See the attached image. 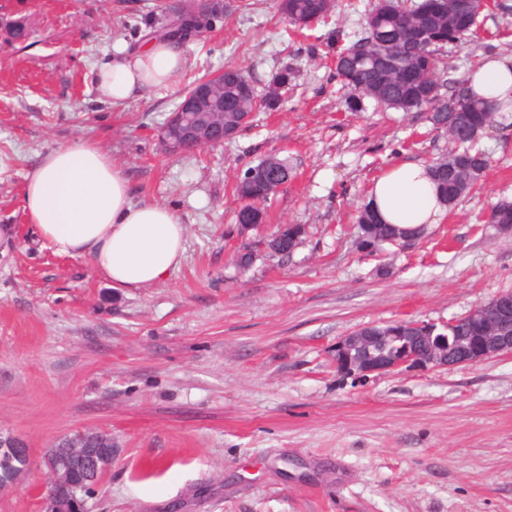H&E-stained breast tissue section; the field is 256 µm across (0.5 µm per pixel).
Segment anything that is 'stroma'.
<instances>
[{"label":"stroma","instance_id":"35a3bbf8","mask_svg":"<svg viewBox=\"0 0 512 512\" xmlns=\"http://www.w3.org/2000/svg\"><path fill=\"white\" fill-rule=\"evenodd\" d=\"M177 0H0L29 38H0V433L31 466L0 512H40L49 448L112 432V465L89 512H512V354L476 366L403 368L361 380L336 371L337 340L371 323H443L512 290V234L487 226L512 203V126L477 143L481 177L423 242L381 256L355 245L357 209L401 161L448 148L420 112L365 100L358 112L329 58L332 29L358 31L369 0H338L329 23L294 35L277 0H229L183 45L176 86L101 103L97 64L138 50ZM440 65L464 79L512 53V0H494ZM238 64L258 96L296 79L223 145L168 153L159 128L179 91ZM89 140L122 166L140 202L174 208L186 252L167 279L116 290L87 259L56 254L27 224L26 177L48 151ZM269 155L295 178L265 205L261 231L235 222V185ZM304 233L286 257L260 241ZM253 243L239 270L234 256Z\"/></svg>","mask_w":512,"mask_h":512}]
</instances>
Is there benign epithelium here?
Listing matches in <instances>:
<instances>
[{
    "mask_svg": "<svg viewBox=\"0 0 512 512\" xmlns=\"http://www.w3.org/2000/svg\"><path fill=\"white\" fill-rule=\"evenodd\" d=\"M227 8V0H202L201 8L177 20L176 26L191 39L208 28L212 17L223 14ZM470 25L471 16L458 17L456 23L448 27L443 44H457L461 30ZM209 80L207 87L186 96L167 119L166 128L161 133L166 150L179 152L184 141L197 147L210 141V128L197 122L198 112L209 113L211 121L224 126V93L220 92L224 87V72L211 75ZM487 308L497 315L499 323L486 320L482 306L471 310L466 314L471 336L460 352L448 343V337L438 335L440 329L448 328L444 323L416 321L389 325L383 336L377 335L371 326L364 325L336 341L332 362L338 372L366 377L402 367L474 366L499 354H511L512 333L507 328L512 326V293L499 295ZM1 456L24 460L29 458V452L17 440L1 437ZM78 461L89 462L98 482L112 465V449L101 448L97 455L83 448L48 452L44 460L48 483L41 497V512H60L70 489L68 475Z\"/></svg>",
    "mask_w": 512,
    "mask_h": 512,
    "instance_id": "7a95c632",
    "label": "benign epithelium"
}]
</instances>
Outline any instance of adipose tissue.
<instances>
[{
  "label": "adipose tissue",
  "instance_id": "obj_1",
  "mask_svg": "<svg viewBox=\"0 0 512 512\" xmlns=\"http://www.w3.org/2000/svg\"><path fill=\"white\" fill-rule=\"evenodd\" d=\"M184 67L176 46L149 41L134 55L116 44L97 67L102 101L121 106L147 90L172 89ZM481 97L512 114V55L490 54L468 73ZM370 202L383 223L425 228L446 211L427 164L405 161L379 177ZM28 223L61 255L89 258L112 288H146L182 263L186 228L168 207L134 201L123 169L91 141L49 151L32 169L23 192Z\"/></svg>",
  "mask_w": 512,
  "mask_h": 512
}]
</instances>
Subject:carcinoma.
<instances>
[{
    "label": "carcinoma",
    "mask_w": 512,
    "mask_h": 512,
    "mask_svg": "<svg viewBox=\"0 0 512 512\" xmlns=\"http://www.w3.org/2000/svg\"><path fill=\"white\" fill-rule=\"evenodd\" d=\"M333 8L328 0H279V13L296 29L327 18ZM464 10H476V0H440L428 10L423 4L403 0H377L366 15L354 40L343 46L342 31H335L333 56L336 76L353 95L345 100L350 111L363 109L370 98L389 108L426 113L433 130L448 136L453 148L430 165L439 193L446 205L454 204L487 168L486 154L476 149L477 141L494 127L495 104L472 93L466 81L447 82L436 75L437 55L443 46L432 37L448 28ZM281 100L272 96L253 97L252 87L238 66H224V123L235 121L237 112L259 108L274 111ZM294 178V166L285 158L266 157L249 167L235 186L242 201L239 224H264V203L274 188H285ZM371 209L364 205L357 216L355 241L368 254L383 253L402 230L370 221ZM493 228L512 225V205H497L488 216ZM24 466L23 461L0 460V485L10 483Z\"/></svg>",
    "instance_id": "cac0c4a2"
}]
</instances>
